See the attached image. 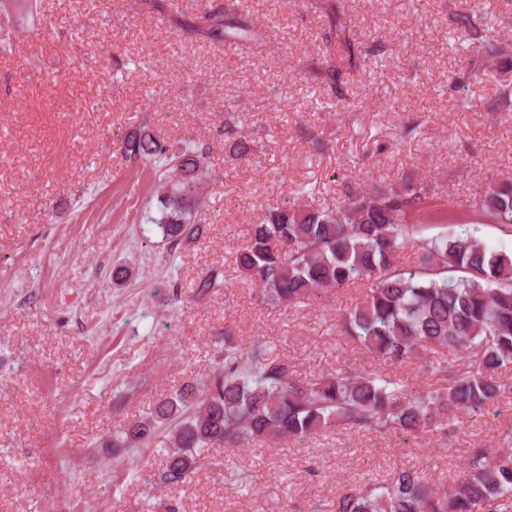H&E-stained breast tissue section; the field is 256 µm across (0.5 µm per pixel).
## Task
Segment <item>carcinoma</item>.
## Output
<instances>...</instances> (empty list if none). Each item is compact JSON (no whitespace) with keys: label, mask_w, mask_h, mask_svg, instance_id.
Wrapping results in <instances>:
<instances>
[{"label":"carcinoma","mask_w":512,"mask_h":512,"mask_svg":"<svg viewBox=\"0 0 512 512\" xmlns=\"http://www.w3.org/2000/svg\"><path fill=\"white\" fill-rule=\"evenodd\" d=\"M320 8L328 19V46L340 59L324 70L334 90L343 71L384 47L356 40L339 0H320ZM460 18L476 61L512 56V42L480 28L477 12ZM170 21L191 40L262 39L261 30L229 5L216 6L202 23L185 16ZM123 153L163 175L157 215L145 219L169 250L202 236L209 206L204 183L211 174L200 148L175 150L160 138L133 132ZM472 208L512 235V182L486 179ZM470 218L432 203L423 184L348 190L334 209L267 205L236 256L240 276L272 310L323 290L356 287L359 294L342 316L341 333L385 364L422 360L448 380L447 387L413 392L375 368L346 363L300 377L264 345L244 349L227 342L204 390L159 401L152 413L114 436L112 447L139 448L170 424V446L157 479L179 485L192 480L201 452L209 448L305 440L331 428L411 434L445 428L460 414L480 415L512 394V383L498 377L512 365V253L467 234H427ZM409 243L418 251L412 268L399 259ZM457 352L471 362L463 375L448 367V355ZM336 512H512V448L473 451L449 490L414 469H402L383 484H357L338 496Z\"/></svg>","instance_id":"1"}]
</instances>
